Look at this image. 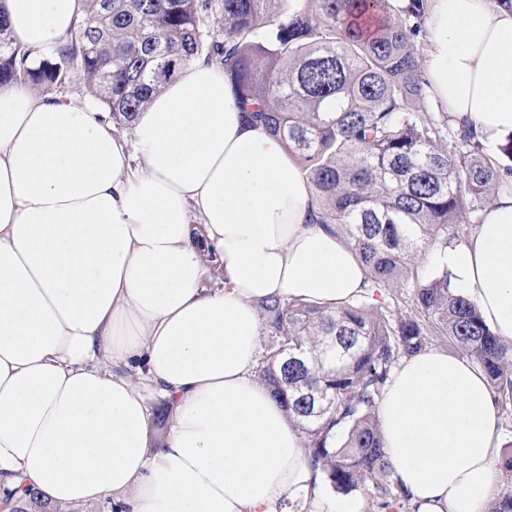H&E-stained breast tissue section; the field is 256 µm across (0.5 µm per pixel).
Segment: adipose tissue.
Masks as SVG:
<instances>
[{
    "mask_svg": "<svg viewBox=\"0 0 512 512\" xmlns=\"http://www.w3.org/2000/svg\"><path fill=\"white\" fill-rule=\"evenodd\" d=\"M430 2L432 98L496 144L512 133V10ZM86 6L0 0V16L16 45L51 54ZM316 211L309 181L243 120L218 64H186L127 137L111 113L1 85L0 490L108 499L112 512H353L323 489L303 434L254 374L263 301L332 306L365 289ZM207 252L222 288L202 286ZM434 259L512 341V189ZM150 388L171 403L159 434ZM379 420L416 512H486L501 454L476 364L438 349L402 360Z\"/></svg>",
    "mask_w": 512,
    "mask_h": 512,
    "instance_id": "1",
    "label": "adipose tissue"
}]
</instances>
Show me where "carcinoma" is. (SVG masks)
<instances>
[{"mask_svg": "<svg viewBox=\"0 0 512 512\" xmlns=\"http://www.w3.org/2000/svg\"><path fill=\"white\" fill-rule=\"evenodd\" d=\"M428 0H89L57 52L12 46L0 17V84L61 87L81 79L128 127L185 64L224 67L246 122L281 139L314 187L317 223L352 245L366 289L331 307L271 298L257 366L302 430L311 463L337 494H367L369 512H416L391 479L378 407L392 371L438 336L487 376L512 428V343L454 294L431 256L474 224L512 165L436 112L419 62ZM487 512H512V444Z\"/></svg>", "mask_w": 512, "mask_h": 512, "instance_id": "1", "label": "carcinoma"}]
</instances>
